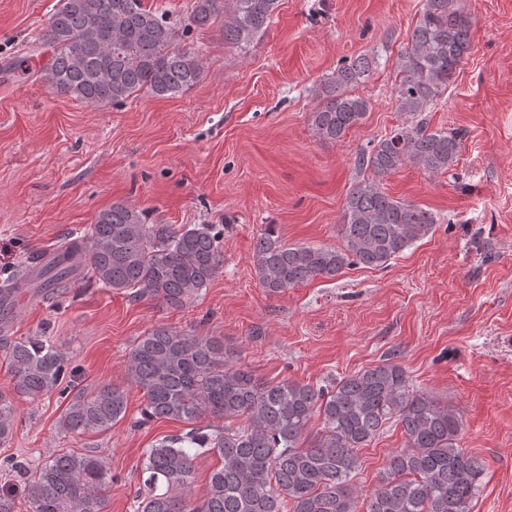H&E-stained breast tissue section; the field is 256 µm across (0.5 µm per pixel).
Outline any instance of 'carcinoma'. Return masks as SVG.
<instances>
[{"label":"carcinoma","instance_id":"1","mask_svg":"<svg viewBox=\"0 0 512 512\" xmlns=\"http://www.w3.org/2000/svg\"><path fill=\"white\" fill-rule=\"evenodd\" d=\"M277 0H193L185 29L224 18V42L248 44L267 27ZM163 12L143 0H63L41 37L51 49L42 78L58 94L89 106L123 103L146 90L165 97L200 78L202 63L178 45ZM470 48V24L456 0H425L400 55L401 79L392 95L399 111L419 116L448 87ZM376 57L344 62L315 89L310 113L315 134L339 143L372 109L351 93L375 69ZM461 136L432 131L424 120L403 124L358 156L372 177L347 193L339 233L345 247L281 243L276 225L254 242L251 264L261 287L278 295L344 268H385L390 259L433 231L432 212L396 199L381 181L408 164L438 174L458 161ZM224 264V229L216 224L174 228L149 224L143 211L114 203L79 236L65 241L36 277L16 274L0 284V315L24 288L40 297L83 276L136 301L181 309L210 284ZM14 372L13 394L0 391V443L17 423L12 395L36 400L53 392L67 400L59 427L68 434L105 432L127 416L124 389L64 384L68 359L50 336L4 345ZM128 382L142 393L135 429L164 419L186 425L145 450L138 512H470L484 462L462 448L459 414L415 389L402 366L385 360L315 387L283 380L265 384L233 359L214 336L156 326L125 357ZM321 428L312 433L313 417ZM208 424L201 425L203 420ZM404 434L380 473L377 487L360 494L352 480L357 450L388 424ZM219 458L207 489L194 497L199 455ZM10 466L23 481V499L0 495V512H106L112 470L92 450L54 455L29 468Z\"/></svg>","mask_w":512,"mask_h":512}]
</instances>
